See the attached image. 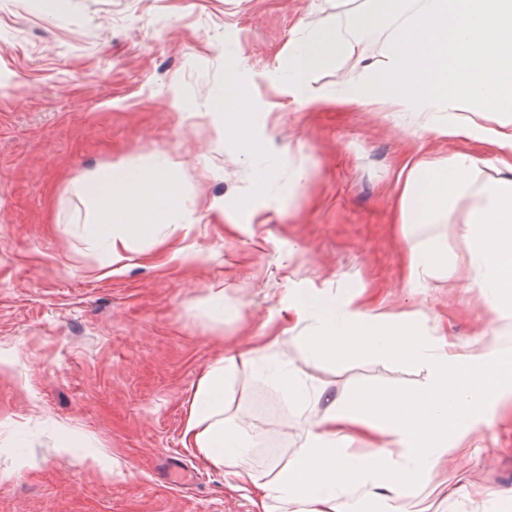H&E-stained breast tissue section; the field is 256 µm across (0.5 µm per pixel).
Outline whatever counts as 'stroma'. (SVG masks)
Instances as JSON below:
<instances>
[{
  "label": "stroma",
  "instance_id": "35a3bbf8",
  "mask_svg": "<svg viewBox=\"0 0 512 512\" xmlns=\"http://www.w3.org/2000/svg\"><path fill=\"white\" fill-rule=\"evenodd\" d=\"M363 0H0V512H254L223 468L182 446L187 400L204 369L272 336L293 288L372 291L386 311L473 341L491 317L469 278L414 284L405 254L426 238L464 248L447 223L401 235L403 168L484 145L435 138L401 112L327 102L301 107L269 73L289 41ZM254 86L252 123L273 157L262 175L222 134L212 108L228 64ZM174 163L193 228L100 275L83 176L120 160ZM306 177L295 183L294 172ZM194 244L199 258L184 261ZM224 298V320L206 301ZM276 354L339 396L404 387L415 369L379 360L307 362ZM227 424L258 430L265 475L292 459L315 407L298 408L241 367ZM481 492L435 512H512V409L450 450Z\"/></svg>",
  "mask_w": 512,
  "mask_h": 512
}]
</instances>
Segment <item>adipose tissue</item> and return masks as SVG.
Returning <instances> with one entry per match:
<instances>
[{
    "instance_id": "adipose-tissue-1",
    "label": "adipose tissue",
    "mask_w": 512,
    "mask_h": 512,
    "mask_svg": "<svg viewBox=\"0 0 512 512\" xmlns=\"http://www.w3.org/2000/svg\"><path fill=\"white\" fill-rule=\"evenodd\" d=\"M399 30L384 58L364 57L359 32ZM353 62L356 71L335 96L315 87V73L331 62ZM296 103L386 108L422 116L442 139L467 137L489 145L484 160L467 152L408 166L397 222L402 232L439 224L463 197L473 201L456 230L462 257L435 236L412 248L403 265L408 280L451 276L465 264L495 325L512 322V0H368L346 25L324 24L303 43L292 44L288 74L277 81ZM248 89L229 68L219 109L225 138L255 164L263 150L247 110ZM498 113L495 124L485 113ZM493 171L482 178L483 168ZM101 217L94 249L105 268L127 267L136 245L155 244L161 232L190 230L182 211V185L165 164L116 162L81 183ZM300 330L297 340L315 364L373 358L424 370L425 381L395 390L368 386L340 397L310 382L289 362L272 357L279 337H266L247 362L300 407L321 405L309 420L296 456L267 480L249 463L260 433L226 426L224 394L239 371L237 356L209 366L189 399L184 447L205 462L225 467L234 488L253 491L255 512H351L348 494L367 488L380 512H429L425 491L454 495L465 475L436 483L448 468V451L497 407L512 404V349L480 332L466 345L423 329L418 313L388 314L361 295L329 288H301L288 298Z\"/></svg>"
}]
</instances>
